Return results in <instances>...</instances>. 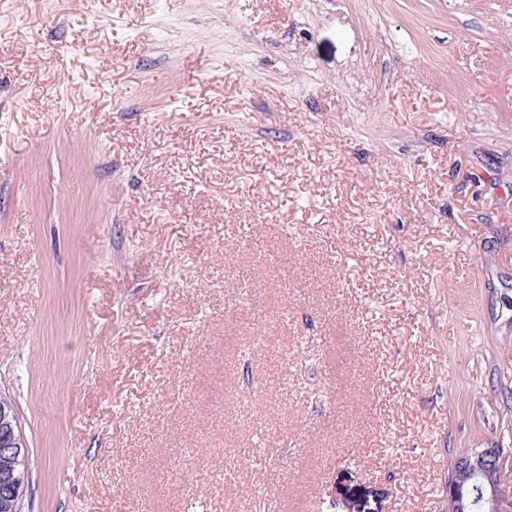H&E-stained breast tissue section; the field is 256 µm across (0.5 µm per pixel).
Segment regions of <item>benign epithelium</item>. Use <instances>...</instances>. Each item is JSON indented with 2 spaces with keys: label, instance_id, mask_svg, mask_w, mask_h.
<instances>
[{
  "label": "benign epithelium",
  "instance_id": "1",
  "mask_svg": "<svg viewBox=\"0 0 512 512\" xmlns=\"http://www.w3.org/2000/svg\"><path fill=\"white\" fill-rule=\"evenodd\" d=\"M0 426L10 434L0 452L19 454L26 441L13 406H0ZM502 465L499 448H476L461 458V477L449 487V500L456 512H512V486L502 483Z\"/></svg>",
  "mask_w": 512,
  "mask_h": 512
}]
</instances>
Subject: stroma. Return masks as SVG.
I'll return each mask as SVG.
<instances>
[{
	"label": "stroma",
	"instance_id": "1",
	"mask_svg": "<svg viewBox=\"0 0 512 512\" xmlns=\"http://www.w3.org/2000/svg\"><path fill=\"white\" fill-rule=\"evenodd\" d=\"M25 512H448L512 485V0H0ZM461 477L455 466L448 471L449 500L456 512H510L512 486L501 480L503 453L499 448H475L461 458Z\"/></svg>",
	"mask_w": 512,
	"mask_h": 512
}]
</instances>
